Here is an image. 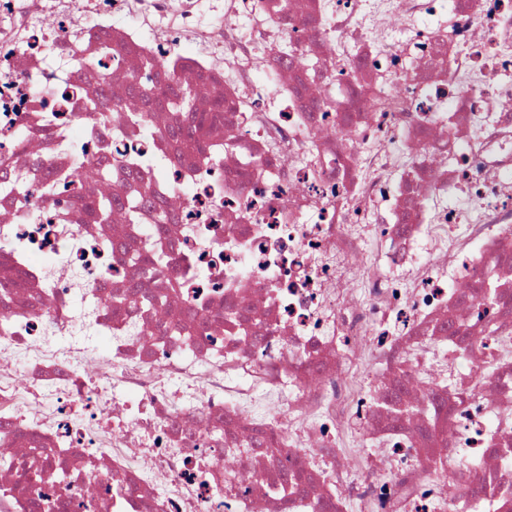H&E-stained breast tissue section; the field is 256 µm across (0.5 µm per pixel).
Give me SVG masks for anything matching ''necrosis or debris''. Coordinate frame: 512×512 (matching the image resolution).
Segmentation results:
<instances>
[{
  "label": "necrosis or debris",
  "instance_id": "4bbe7bcc",
  "mask_svg": "<svg viewBox=\"0 0 512 512\" xmlns=\"http://www.w3.org/2000/svg\"><path fill=\"white\" fill-rule=\"evenodd\" d=\"M0 448V512H512V0H0Z\"/></svg>",
  "mask_w": 512,
  "mask_h": 512
}]
</instances>
